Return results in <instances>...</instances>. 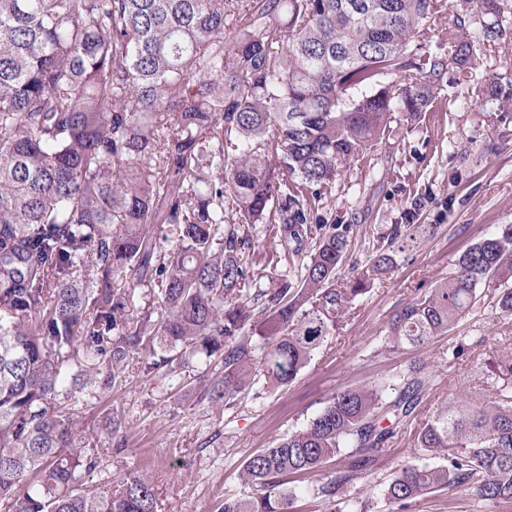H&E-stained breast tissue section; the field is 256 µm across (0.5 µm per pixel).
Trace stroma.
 Returning <instances> with one entry per match:
<instances>
[{
	"instance_id": "obj_1",
	"label": "stroma",
	"mask_w": 512,
	"mask_h": 512,
	"mask_svg": "<svg viewBox=\"0 0 512 512\" xmlns=\"http://www.w3.org/2000/svg\"><path fill=\"white\" fill-rule=\"evenodd\" d=\"M453 5L422 37L424 48L447 54L455 16L476 13L474 0ZM468 71L461 83L447 71L435 85L432 112L412 125L392 123L369 152L344 162L331 194L304 198L323 223L350 228L339 273L344 285L364 271L373 246L403 223L414 201L423 203L418 223L434 225V233L421 235L407 260L348 304L336 330L289 385L257 384L224 409L207 397L223 374L219 360L194 362L168 383L146 376L140 358H130L122 387L75 408L81 437L98 450L86 490H114L129 474L143 473L154 485L157 512H219L226 498L248 494L240 474L251 454L305 427L338 391L394 379L413 361L430 379L414 418L377 466L336 502L365 500L370 512H391L384 489L405 464L440 465V457L417 448L415 431L449 402L495 396L494 363L512 356V315L502 314L494 289L484 288L470 313L424 347L395 352L385 340L396 313L452 275L468 246L496 225L512 224V24L494 44L475 50ZM492 89L498 97L489 103ZM115 413L125 440L120 453L103 431ZM338 469L333 463L295 477L307 492L294 512H334L336 502L319 489ZM403 512H512V502L489 504L472 490L444 489Z\"/></svg>"
}]
</instances>
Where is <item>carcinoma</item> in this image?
I'll return each instance as SVG.
<instances>
[{
	"label": "carcinoma",
	"mask_w": 512,
	"mask_h": 512,
	"mask_svg": "<svg viewBox=\"0 0 512 512\" xmlns=\"http://www.w3.org/2000/svg\"><path fill=\"white\" fill-rule=\"evenodd\" d=\"M480 27L448 59L411 50L446 0H0V501L6 512H156L151 480L82 489L97 464L71 410L123 383L126 363L172 379L221 358L210 398L232 407L259 381L286 386L367 285L396 268L419 224L396 225L365 274L336 277L348 229L311 224L304 191L327 194L340 166L388 132L392 114L431 110L447 66L468 76L475 47L500 38L512 0H479ZM397 77L396 86L388 79ZM279 251L251 273L254 238ZM170 235L166 250L157 230ZM268 285L262 284V279ZM132 285L121 297L116 280ZM158 281L163 313L130 317L135 288ZM512 314V224L456 260L455 273L396 315L388 342L448 332L480 287ZM263 342L254 357L247 342ZM491 400L456 401L417 431L445 464H408L385 491L405 507L472 486L512 500V359L494 365ZM332 396L306 427L244 463L253 492L220 512H292L288 476L353 447L321 493L374 468L429 382L419 365ZM398 390L386 400L387 390Z\"/></svg>",
	"instance_id": "1"
}]
</instances>
